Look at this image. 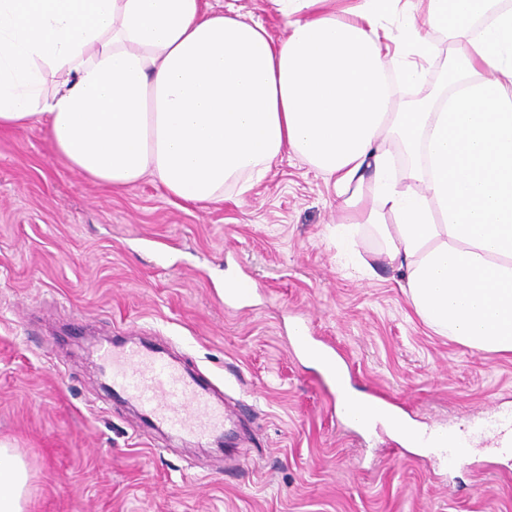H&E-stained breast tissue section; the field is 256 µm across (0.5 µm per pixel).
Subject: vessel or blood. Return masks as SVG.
<instances>
[{
  "label": "vessel or blood",
  "instance_id": "vessel-or-blood-1",
  "mask_svg": "<svg viewBox=\"0 0 512 512\" xmlns=\"http://www.w3.org/2000/svg\"><path fill=\"white\" fill-rule=\"evenodd\" d=\"M98 359L110 371L113 389L171 432L202 441L223 431L229 416L223 400L214 398L198 377L168 362L160 352L112 344L99 348ZM488 435L501 447L511 446L512 415H491L477 422L471 435L449 436L451 462L466 463L467 447Z\"/></svg>",
  "mask_w": 512,
  "mask_h": 512
}]
</instances>
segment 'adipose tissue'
I'll return each instance as SVG.
<instances>
[{
	"label": "adipose tissue",
	"mask_w": 512,
	"mask_h": 512,
	"mask_svg": "<svg viewBox=\"0 0 512 512\" xmlns=\"http://www.w3.org/2000/svg\"><path fill=\"white\" fill-rule=\"evenodd\" d=\"M321 2L274 0L286 21L276 39L201 0H0V129L43 126L92 181L121 190L149 174L193 204L301 155L333 180L338 234L375 227L427 326L512 355V7L427 0L426 26L458 46L448 93L400 111L380 25L398 0H358L350 19ZM390 134L411 159L400 177L382 147ZM336 396L408 447L437 445L406 419L386 422L347 381ZM28 502L27 465L0 444V512Z\"/></svg>",
	"instance_id": "obj_1"
}]
</instances>
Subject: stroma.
<instances>
[{
    "mask_svg": "<svg viewBox=\"0 0 512 512\" xmlns=\"http://www.w3.org/2000/svg\"><path fill=\"white\" fill-rule=\"evenodd\" d=\"M435 46L403 106L446 94ZM331 181L292 153L249 191L182 202L154 177L115 191L72 170L37 125L0 130V440L28 464V512H512V451L464 466L339 415L292 335L305 319L350 382L434 429L512 407V357L437 335L375 229L336 243ZM253 290L228 303L224 282ZM160 344L219 391L224 446L147 423L102 386L90 337Z\"/></svg>",
    "mask_w": 512,
    "mask_h": 512,
    "instance_id": "obj_1",
    "label": "stroma"
}]
</instances>
